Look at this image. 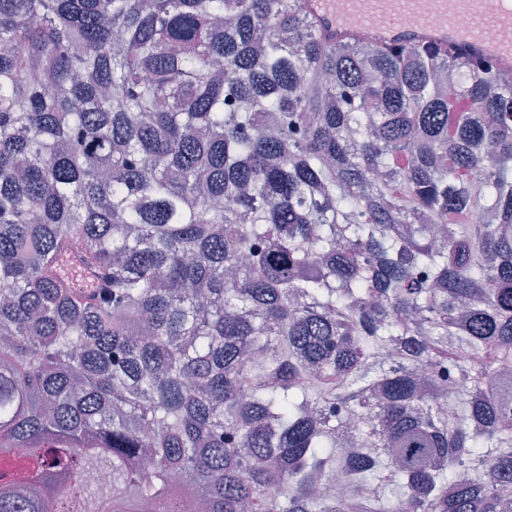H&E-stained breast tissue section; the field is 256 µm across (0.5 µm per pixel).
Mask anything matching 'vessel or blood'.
<instances>
[{"mask_svg": "<svg viewBox=\"0 0 512 512\" xmlns=\"http://www.w3.org/2000/svg\"><path fill=\"white\" fill-rule=\"evenodd\" d=\"M305 9L336 42L455 50L512 69V10L486 15L483 0H350L345 12L336 11L333 0H305ZM461 14L472 19L464 31L456 22Z\"/></svg>", "mask_w": 512, "mask_h": 512, "instance_id": "vessel-or-blood-1", "label": "vessel or blood"}]
</instances>
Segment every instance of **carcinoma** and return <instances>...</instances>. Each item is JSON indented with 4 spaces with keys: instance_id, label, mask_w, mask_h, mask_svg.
Returning a JSON list of instances; mask_svg holds the SVG:
<instances>
[{
    "instance_id": "carcinoma-1",
    "label": "carcinoma",
    "mask_w": 512,
    "mask_h": 512,
    "mask_svg": "<svg viewBox=\"0 0 512 512\" xmlns=\"http://www.w3.org/2000/svg\"><path fill=\"white\" fill-rule=\"evenodd\" d=\"M510 484L512 71L304 0H0V512Z\"/></svg>"
}]
</instances>
